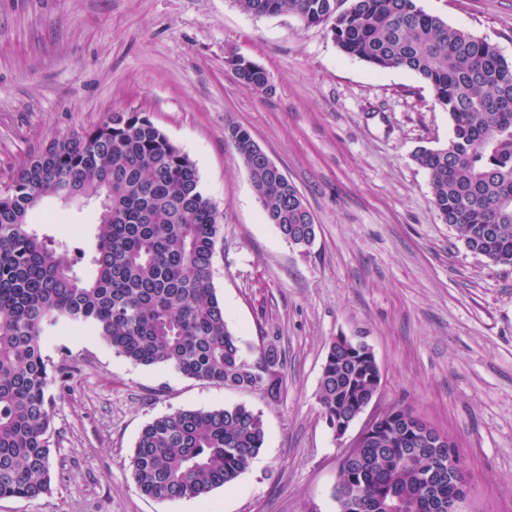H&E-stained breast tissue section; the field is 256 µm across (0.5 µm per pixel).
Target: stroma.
<instances>
[{"instance_id": "obj_1", "label": "stroma", "mask_w": 512, "mask_h": 512, "mask_svg": "<svg viewBox=\"0 0 512 512\" xmlns=\"http://www.w3.org/2000/svg\"><path fill=\"white\" fill-rule=\"evenodd\" d=\"M512 60V0H418ZM262 66L239 84L228 59ZM113 111L143 112L196 163L223 236L212 281L244 354L273 337L283 388L190 379L118 355L87 326L44 339L52 401L51 488L0 512H338L344 451L317 393L330 342L360 336L380 369L373 406H400L448 434L469 475L466 512H512V267L468 251L432 205L422 146L451 123L432 87L345 56L325 25L252 16L236 0H0V184L50 141ZM246 128L317 225L288 244L264 218L230 126ZM96 203L45 199L31 224L83 249ZM244 405L265 442L232 489L164 503L129 467L141 429L178 409ZM228 64L235 78L243 85L255 90H265L269 85L266 71L241 57L232 56Z\"/></svg>"}]
</instances>
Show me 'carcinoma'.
I'll use <instances>...</instances> for the list:
<instances>
[{"mask_svg": "<svg viewBox=\"0 0 512 512\" xmlns=\"http://www.w3.org/2000/svg\"><path fill=\"white\" fill-rule=\"evenodd\" d=\"M258 16L290 13L307 26L330 25L339 49L381 69L412 71L435 91L452 133L413 158L430 176L432 203L470 252L512 266V61L497 46L426 13L417 0H237ZM228 64L255 90L266 71L241 57ZM243 162L250 132H227ZM268 223L291 245L308 248L317 225L288 179L248 170ZM96 199L92 274L80 276L67 249L29 223L44 199ZM223 225L199 171L141 112H112L96 126L35 152L0 186V498L37 499L51 483L42 342L59 322L92 327L118 354L227 387H282L275 342L246 358L212 282ZM379 370L331 342L318 400L330 428L374 396ZM265 441L262 416L243 405L182 409L142 429L130 457L141 493L156 501L201 498L232 485ZM435 450L414 431L391 426L340 464L339 512H378L398 499L404 512H448V479L429 484Z\"/></svg>", "mask_w": 512, "mask_h": 512, "instance_id": "carcinoma-1", "label": "carcinoma"}]
</instances>
